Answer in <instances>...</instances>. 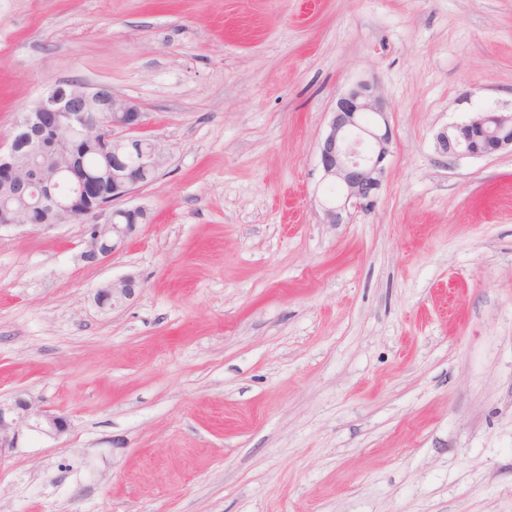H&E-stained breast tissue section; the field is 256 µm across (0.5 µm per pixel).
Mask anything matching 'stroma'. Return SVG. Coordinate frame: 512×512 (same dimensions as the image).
<instances>
[{
	"label": "stroma",
	"instance_id": "35a3bbf8",
	"mask_svg": "<svg viewBox=\"0 0 512 512\" xmlns=\"http://www.w3.org/2000/svg\"><path fill=\"white\" fill-rule=\"evenodd\" d=\"M69 79L166 163L101 264L81 223L0 232V400L69 423L0 455V512H512V149L436 150L512 113V0H0V140ZM364 81L383 186L327 224ZM331 114L317 157L323 179L338 185L340 194L322 212L327 224H342L350 209L374 206L385 176L392 134L387 112L369 82L357 83L341 94ZM367 114L375 116L373 122L365 121ZM363 142L370 145L366 151L359 149ZM512 113L490 112L453 124L437 135V151L444 157H482L512 148ZM141 288V282L137 276L128 274L112 280V282L99 288L96 292V302L101 308H112L122 302L130 300L136 293L137 289Z\"/></svg>",
	"mask_w": 512,
	"mask_h": 512
}]
</instances>
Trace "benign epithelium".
Instances as JSON below:
<instances>
[{"label":"benign epithelium","mask_w":512,"mask_h":512,"mask_svg":"<svg viewBox=\"0 0 512 512\" xmlns=\"http://www.w3.org/2000/svg\"><path fill=\"white\" fill-rule=\"evenodd\" d=\"M101 101L110 113L107 121L97 110ZM143 117L134 101L113 94L108 86L62 81L50 87L22 113L7 149L0 150V184L21 202L18 207H0V225L50 228L51 215L59 224L84 223L88 238L81 258L95 265L112 255L140 222L148 221L142 206L115 207L144 186L122 150L138 152L145 173L156 174L165 164L158 141L133 135ZM391 138L388 115L373 84L360 82L336 99L317 149L323 179L340 188L336 200L323 207L326 223L342 224L349 210L374 206ZM80 143L89 144V150L112 168L89 171L68 159L69 149ZM509 147L512 113H485L437 135V151L444 157H482ZM140 287L137 276L128 274L99 288L95 299L100 307L112 308L131 299ZM67 427L65 417L31 399L0 402V455L17 447L25 431L58 437Z\"/></svg>","instance_id":"obj_1"}]
</instances>
